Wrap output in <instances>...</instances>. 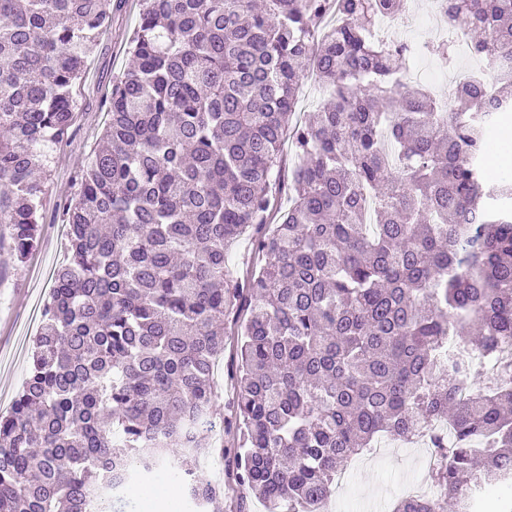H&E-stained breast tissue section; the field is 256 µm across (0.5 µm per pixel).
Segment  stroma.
<instances>
[{
	"instance_id": "35a3bbf8",
	"label": "stroma",
	"mask_w": 512,
	"mask_h": 512,
	"mask_svg": "<svg viewBox=\"0 0 512 512\" xmlns=\"http://www.w3.org/2000/svg\"><path fill=\"white\" fill-rule=\"evenodd\" d=\"M138 22L135 0H127L112 14V25L101 39L76 91V118L67 139L52 152L43 176L39 240L23 261L0 250V414L7 413L21 389L31 364L32 343L42 327V309L55 270L65 259L62 204L74 196L78 173L86 168L104 127L102 102L112 91V80L122 73L130 57L127 38ZM416 450L407 449L351 471L345 491L334 505L354 503L376 512L394 502L402 481L419 464Z\"/></svg>"
}]
</instances>
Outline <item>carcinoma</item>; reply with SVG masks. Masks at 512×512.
<instances>
[{"mask_svg": "<svg viewBox=\"0 0 512 512\" xmlns=\"http://www.w3.org/2000/svg\"><path fill=\"white\" fill-rule=\"evenodd\" d=\"M123 2L0 0V247L20 261L38 240L34 174ZM139 2L133 63L63 207L68 258L32 365L0 415V512H126L134 475L170 462L199 512H223L212 456L238 512L251 496L327 512L338 472L432 421L451 429L428 435L442 495L394 512H485L482 488L512 483V380L451 376L438 352L512 338V181L485 169L512 111V0H447L429 53L452 70L464 39L497 71L448 104L400 82L413 48L377 33L407 0ZM308 68L328 97L303 122ZM245 235L260 266L239 276L227 252Z\"/></svg>", "mask_w": 512, "mask_h": 512, "instance_id": "carcinoma-1", "label": "carcinoma"}]
</instances>
